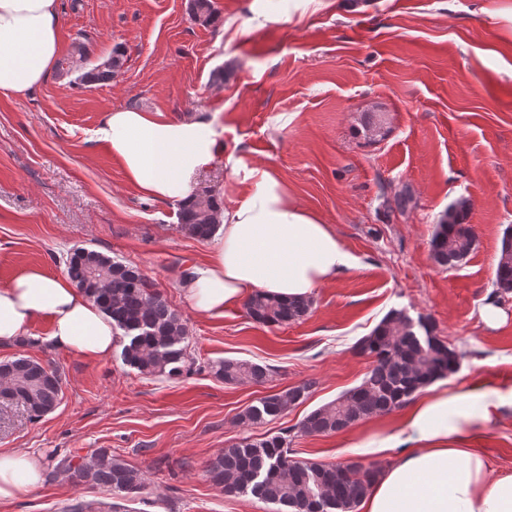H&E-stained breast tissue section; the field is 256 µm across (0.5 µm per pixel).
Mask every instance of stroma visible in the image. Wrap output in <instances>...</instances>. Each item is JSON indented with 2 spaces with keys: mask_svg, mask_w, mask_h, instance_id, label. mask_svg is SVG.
Here are the masks:
<instances>
[{
  "mask_svg": "<svg viewBox=\"0 0 512 512\" xmlns=\"http://www.w3.org/2000/svg\"><path fill=\"white\" fill-rule=\"evenodd\" d=\"M254 0H214L218 20L203 26L190 0H58L61 52L85 47V61L53 67L24 95L0 97V285L34 267L64 273L67 251L85 247L138 266L185 319L196 363L175 380L140 375L118 354L92 359L56 348L49 317L23 340L0 344V360L23 353L52 362L61 404L29 420L0 407V452L39 456L44 481L0 504V512H67L111 502L99 487L55 472V455L106 448L139 469L140 499L117 512H271L250 495L226 496L206 469L225 444L297 424L357 385L371 358L353 344L391 310L425 318L459 355L449 391L481 388L505 401L471 436L489 477L512 474V299L491 327L480 310L512 228V25L490 18L491 0H366L363 10L311 4L252 23ZM121 52L111 80L81 73ZM162 110L182 118L216 115L228 151L274 168L296 200L321 216L354 266L312 295L303 320L266 327L242 304L196 311L180 286L184 270L207 261L211 241L181 228L178 207L143 200L94 131L115 108ZM384 136H371L369 117ZM404 211L387 205L402 189ZM196 193L233 205L250 191L225 157L203 169ZM470 202L476 248L458 267L431 257L439 216ZM245 359L274 366L266 382L228 386L210 363ZM312 383L283 418L243 431L236 415L269 394ZM371 420L299 438V457L328 464L389 466L394 454L365 452Z\"/></svg>",
  "mask_w": 512,
  "mask_h": 512,
  "instance_id": "1",
  "label": "stroma"
}]
</instances>
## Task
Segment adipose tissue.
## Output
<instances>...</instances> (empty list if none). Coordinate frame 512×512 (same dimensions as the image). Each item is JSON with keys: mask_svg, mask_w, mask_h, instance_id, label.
Segmentation results:
<instances>
[{"mask_svg": "<svg viewBox=\"0 0 512 512\" xmlns=\"http://www.w3.org/2000/svg\"><path fill=\"white\" fill-rule=\"evenodd\" d=\"M58 0H0V96L40 85L59 54ZM95 136L143 198L178 202L193 196L195 178L218 156L251 190L221 209L208 261L195 265L182 289L199 312L218 314L255 292L283 300L307 297L352 266L328 224L301 206L268 167H247L223 155L220 134L204 115L116 108ZM51 319L53 345L91 358L109 356L111 319L64 277L33 268L0 286V344L18 338L40 316ZM500 407L488 394L461 395L430 387L392 427L365 444L397 449L359 512H512V475L489 478L482 456L467 448L465 428H479ZM42 468L24 451L0 454V502L40 486Z\"/></svg>", "mask_w": 512, "mask_h": 512, "instance_id": "ef3b65f1", "label": "adipose tissue"}]
</instances>
